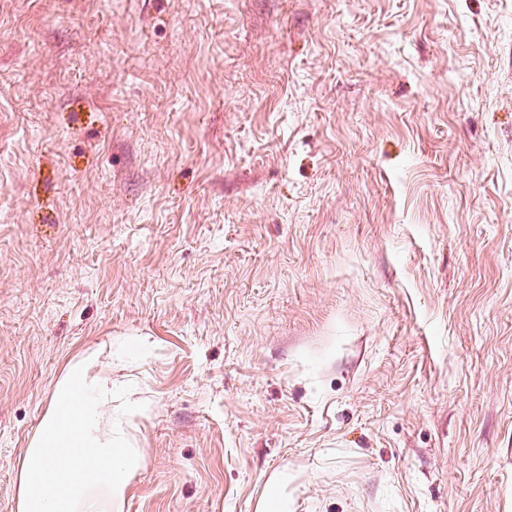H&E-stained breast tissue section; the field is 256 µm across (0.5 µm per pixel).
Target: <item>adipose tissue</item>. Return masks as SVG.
<instances>
[{
    "label": "adipose tissue",
    "mask_w": 512,
    "mask_h": 512,
    "mask_svg": "<svg viewBox=\"0 0 512 512\" xmlns=\"http://www.w3.org/2000/svg\"><path fill=\"white\" fill-rule=\"evenodd\" d=\"M107 370L86 357L57 380L52 404L20 457L16 512H122L142 454L112 414Z\"/></svg>",
    "instance_id": "ef3b65f1"
}]
</instances>
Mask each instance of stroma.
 Segmentation results:
<instances>
[{"mask_svg": "<svg viewBox=\"0 0 512 512\" xmlns=\"http://www.w3.org/2000/svg\"><path fill=\"white\" fill-rule=\"evenodd\" d=\"M89 354L123 512H512V0H0V512ZM282 487V478H276L270 483L261 512H288V503L284 499Z\"/></svg>", "mask_w": 512, "mask_h": 512, "instance_id": "stroma-1", "label": "stroma"}]
</instances>
